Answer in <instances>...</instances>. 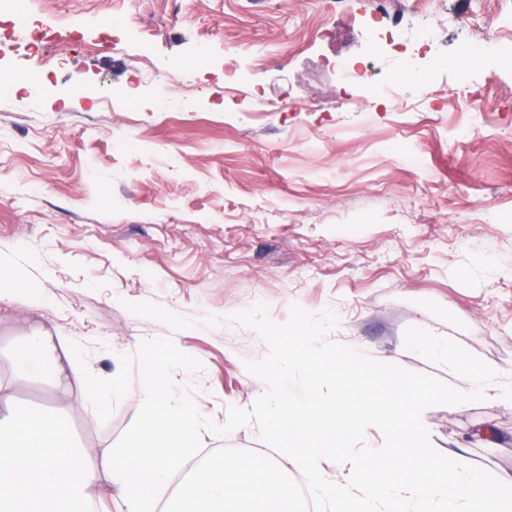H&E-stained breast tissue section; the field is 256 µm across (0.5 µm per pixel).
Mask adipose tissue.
Returning <instances> with one entry per match:
<instances>
[{"instance_id": "adipose-tissue-1", "label": "adipose tissue", "mask_w": 512, "mask_h": 512, "mask_svg": "<svg viewBox=\"0 0 512 512\" xmlns=\"http://www.w3.org/2000/svg\"><path fill=\"white\" fill-rule=\"evenodd\" d=\"M19 378L40 377L66 401L89 375L62 361L53 337L33 332L13 355ZM135 400L143 422L124 448L92 462L68 418L0 408V512H298L295 485L269 459L209 457L188 469V406L169 399L170 380L149 363Z\"/></svg>"}]
</instances>
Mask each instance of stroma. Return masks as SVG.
I'll list each match as a JSON object with an SVG mask.
<instances>
[{"label": "stroma", "instance_id": "1", "mask_svg": "<svg viewBox=\"0 0 512 512\" xmlns=\"http://www.w3.org/2000/svg\"><path fill=\"white\" fill-rule=\"evenodd\" d=\"M30 2L26 32L0 16L13 40L0 72L26 70L24 40L43 25L74 44L39 94L0 101V276L18 289L0 298L1 394L65 411L90 458L119 452L142 423L131 398L99 422L83 383L59 402L42 380H16L12 354L35 330L83 345L89 370L110 378L121 355L168 335L203 365L174 371L177 391L196 386L202 416L223 425L227 405L250 408L244 363L267 348L251 328L199 321L258 304L277 323L295 303L333 310L331 340L442 381L446 365L405 348L407 327L512 372V67L456 63L487 0L443 6L431 55L448 75L411 90L438 112L371 95L344 111L336 66L370 54L375 0ZM120 14L139 19L137 42L101 26ZM201 43L204 71L192 60ZM145 58L139 110L105 98ZM174 76L202 111L177 94L173 111L155 109ZM472 90L485 94L486 123L459 143L465 116L452 105ZM298 91L306 108L278 111ZM142 301L198 325L173 332L127 310ZM425 422L435 446L512 475L511 405L434 406ZM201 442L274 454L252 424Z\"/></svg>", "mask_w": 512, "mask_h": 512}]
</instances>
